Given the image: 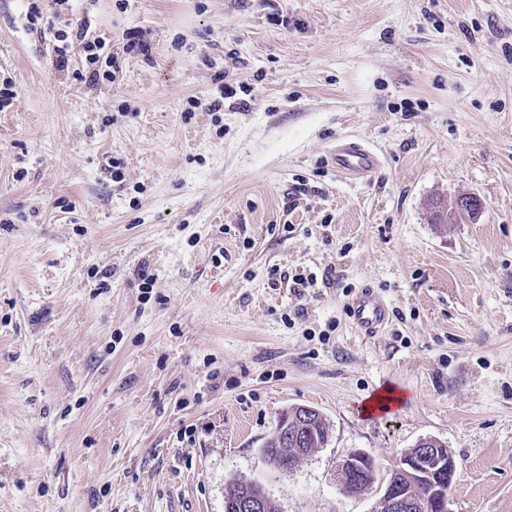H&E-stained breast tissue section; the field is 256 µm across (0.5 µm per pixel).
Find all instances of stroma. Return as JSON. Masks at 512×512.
<instances>
[{"label": "stroma", "instance_id": "obj_1", "mask_svg": "<svg viewBox=\"0 0 512 512\" xmlns=\"http://www.w3.org/2000/svg\"><path fill=\"white\" fill-rule=\"evenodd\" d=\"M31 2L0 0V512H224L236 480L376 512L424 438L449 512H512V0ZM71 23L111 79L57 63ZM347 139L367 179L331 166ZM296 405L330 438L285 473L261 450ZM355 451L377 480L348 494ZM330 160L338 173L351 179L362 178L380 166L378 154L355 141L337 145ZM353 324L361 336L375 337L388 322L389 307L371 286H364L350 302ZM374 468L373 458L364 452H356L348 455L338 464L342 487L348 493H356L355 486L350 483L353 474L361 470Z\"/></svg>", "mask_w": 512, "mask_h": 512}]
</instances>
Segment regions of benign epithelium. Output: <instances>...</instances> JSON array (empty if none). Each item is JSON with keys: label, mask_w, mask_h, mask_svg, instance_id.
Wrapping results in <instances>:
<instances>
[{"label": "benign epithelium", "mask_w": 512, "mask_h": 512, "mask_svg": "<svg viewBox=\"0 0 512 512\" xmlns=\"http://www.w3.org/2000/svg\"><path fill=\"white\" fill-rule=\"evenodd\" d=\"M321 419L323 416L316 409L305 405L283 413L278 419L275 435L284 446L293 447V456L271 457L265 448L262 450L265 459L283 472L292 471L298 460L307 454L299 444L309 434L310 423ZM440 446L436 440L424 439L403 455L380 498L379 512H448L449 488L441 486L433 475L434 469L424 465L425 459L440 457ZM372 468L374 461L367 453L356 452L344 458L338 464L344 490L356 492L350 478L361 470ZM224 507L227 512H267L268 496L262 488L243 482L226 490Z\"/></svg>", "instance_id": "benign-epithelium-1"}]
</instances>
